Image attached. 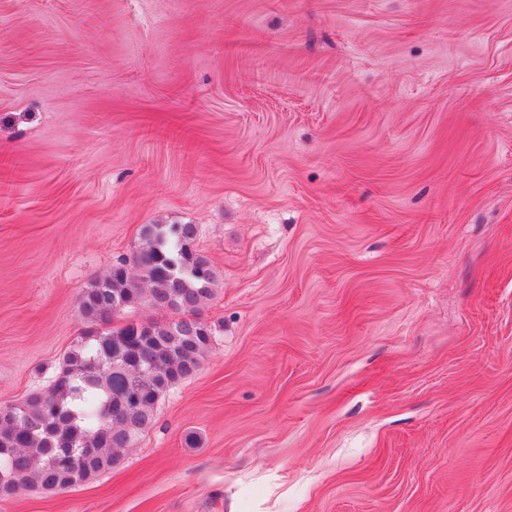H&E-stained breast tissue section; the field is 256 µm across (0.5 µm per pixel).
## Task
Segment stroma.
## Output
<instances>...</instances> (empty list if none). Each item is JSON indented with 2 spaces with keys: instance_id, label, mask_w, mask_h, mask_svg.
I'll return each mask as SVG.
<instances>
[{
  "instance_id": "1",
  "label": "stroma",
  "mask_w": 512,
  "mask_h": 512,
  "mask_svg": "<svg viewBox=\"0 0 512 512\" xmlns=\"http://www.w3.org/2000/svg\"><path fill=\"white\" fill-rule=\"evenodd\" d=\"M144 224L213 341L0 512H512V0H0V407Z\"/></svg>"
}]
</instances>
